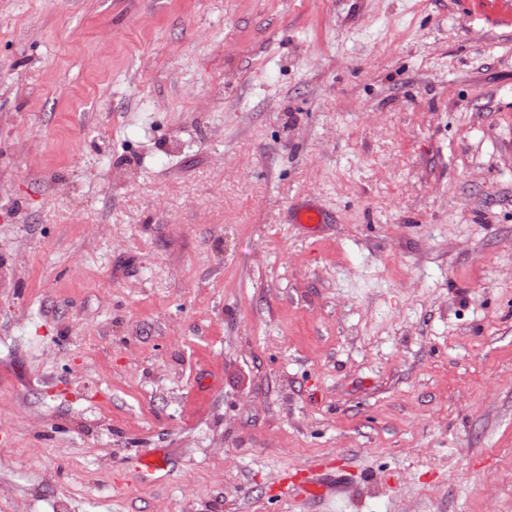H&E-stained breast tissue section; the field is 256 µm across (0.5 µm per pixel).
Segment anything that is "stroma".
<instances>
[{"label":"stroma","instance_id":"obj_1","mask_svg":"<svg viewBox=\"0 0 512 512\" xmlns=\"http://www.w3.org/2000/svg\"><path fill=\"white\" fill-rule=\"evenodd\" d=\"M0 512H512V0H0ZM168 459L164 453H152L137 458L136 470L146 479L153 478L156 474L167 471ZM332 466H317L308 469L296 482L291 480L290 487L303 494L323 500H333L342 492V477L339 470H325Z\"/></svg>","mask_w":512,"mask_h":512}]
</instances>
